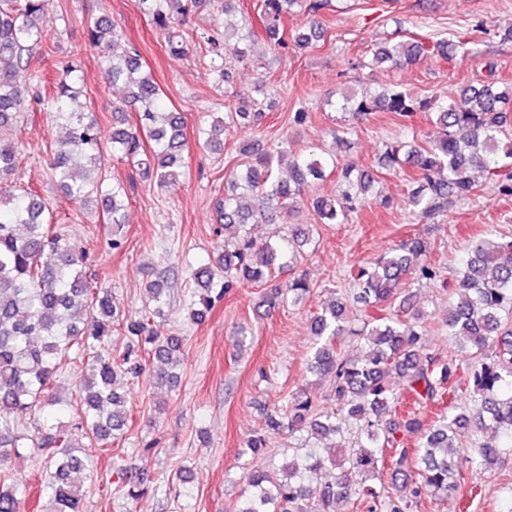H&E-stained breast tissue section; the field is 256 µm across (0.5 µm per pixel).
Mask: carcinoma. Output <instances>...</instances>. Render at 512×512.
Segmentation results:
<instances>
[{
	"instance_id": "cac0c4a2",
	"label": "carcinoma",
	"mask_w": 512,
	"mask_h": 512,
	"mask_svg": "<svg viewBox=\"0 0 512 512\" xmlns=\"http://www.w3.org/2000/svg\"><path fill=\"white\" fill-rule=\"evenodd\" d=\"M43 0H0V129L17 127L35 111L63 130L51 151L49 176L64 193L85 204L105 188V223L112 225L111 248L120 251L117 236L126 223L127 191L111 181L101 165L102 136L98 123L74 106L76 72L72 64L56 72L50 91L30 64L46 43L39 25ZM144 14L168 30L171 52L187 55L200 49V61L225 85L236 64L253 57L256 33L224 27L185 35L181 26L206 0H138ZM328 0H259L261 38L270 50L288 53L307 48L317 37L321 11ZM300 12L310 18L309 31H288L284 18ZM89 45L98 52L106 83L122 86L123 99L113 104L112 157L144 180L164 187L183 175L188 149L186 126L178 112L161 101V90L143 68L139 48L124 36L116 21L97 18L88 28ZM469 44L458 32L433 42L421 40L375 43L358 67L404 68L429 57L450 60ZM341 108L356 121L376 108L406 122L420 114L439 135L420 144L399 138L385 145L381 168L399 171L416 185L408 195L411 215L435 219L452 200L476 195L473 173L481 171L500 194L512 196V88L495 81L461 87L451 97H422L410 89H385L379 96L345 91ZM136 112L129 124L126 108ZM265 109L256 101L224 106V116L201 122L196 138L208 149L224 148V135L238 127L259 126ZM241 172H230L229 190L214 204L224 232L217 260L194 267L188 278V320L199 324L218 302L246 282L262 288L266 312L297 301L315 288L302 272L284 283L275 273L300 258L310 241L308 224H290L312 185L327 174L340 173L342 189L332 198L312 200L321 224H346L367 203L376 174L350 160L338 166L336 155L312 149L288 156V148L261 141L243 149ZM18 143L0 139V512H21L28 479L13 461L45 460L39 474L32 512H84L86 491L74 475L93 471L95 457L125 433L129 417L119 381L135 379L147 358L155 359L156 377L178 382L185 337L163 334L168 278L154 276L147 284L149 304L135 320L117 312L112 293L88 274V255L68 241L64 225L53 223L38 181L10 184L17 169ZM288 160V176L280 174ZM281 219L288 236L278 243L257 244L241 233L248 224ZM433 246L415 236L375 262L351 272L352 285L364 305L362 326H352L346 303L315 309L312 332L319 339L308 371L334 378L336 407L319 412L299 388L285 403L267 413L266 424L292 437L306 432L309 448L280 467L253 464L265 452L258 431L244 442L250 456L245 488L237 512H419L430 490L438 499L455 492L469 472H492L512 456V240H498L493 231L474 241L463 267L455 272L457 301L445 325L458 351L470 362L443 360L423 342L421 311L413 310L409 284L445 280L443 266L428 260ZM124 337L121 351L112 350V333ZM363 341L362 355L351 357L337 347L341 336ZM493 356L479 359L485 351ZM73 366L69 396H61L58 377L64 364ZM472 394L468 410L445 405L460 389ZM437 406L429 421L401 404ZM36 410L51 417L29 430L16 415ZM489 430L497 443L462 447L471 424ZM418 438L408 447L407 437ZM336 474L318 480L326 470ZM387 472L398 482L396 493L368 481Z\"/></svg>"
}]
</instances>
